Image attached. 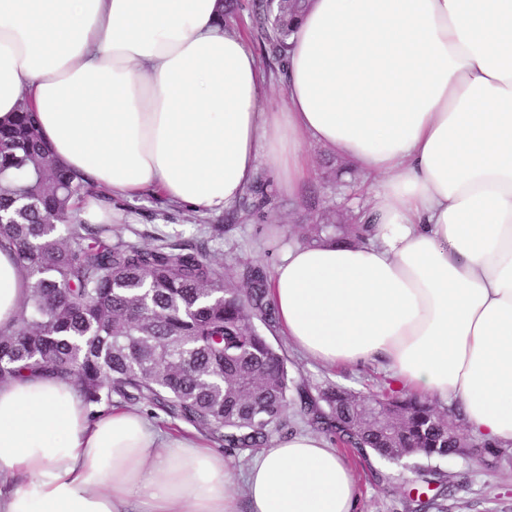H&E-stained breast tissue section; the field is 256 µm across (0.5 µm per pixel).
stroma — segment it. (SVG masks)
I'll list each match as a JSON object with an SVG mask.
<instances>
[{
	"instance_id": "stroma-1",
	"label": "stroma",
	"mask_w": 512,
	"mask_h": 512,
	"mask_svg": "<svg viewBox=\"0 0 512 512\" xmlns=\"http://www.w3.org/2000/svg\"><path fill=\"white\" fill-rule=\"evenodd\" d=\"M236 2L237 30L260 57L270 99L282 103V60L265 50V33L251 15L253 0ZM305 152L315 166V175L296 194L282 191L270 166L263 164L254 188L230 209L202 215L148 193L132 200L113 199L112 221L130 241L144 233H164L185 242L208 240L212 256L223 261L224 273L231 277L246 265L272 270L280 250L291 241L292 225L315 223L327 210L350 214L368 201L369 181L362 172L346 169L334 153L318 143L307 144ZM266 336L286 353L296 385L311 395L338 385L368 396L392 385L378 365L327 369L298 353L280 328L268 329ZM344 458L358 487V512H419L408 494L425 489L426 460L397 465L370 451L363 455L348 451ZM436 467L446 480L441 512H512V450L490 466L475 458L454 456L437 462Z\"/></svg>"
}]
</instances>
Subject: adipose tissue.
<instances>
[{"instance_id":"ef3b65f1","label":"adipose tissue","mask_w":512,"mask_h":512,"mask_svg":"<svg viewBox=\"0 0 512 512\" xmlns=\"http://www.w3.org/2000/svg\"><path fill=\"white\" fill-rule=\"evenodd\" d=\"M286 102L224 27V0H0V124L20 102L53 156L103 190L232 207L259 164L296 192L316 142L369 178L353 243L292 244L269 299L301 354L374 363L512 447V0H313L288 41ZM29 294L0 249V326ZM320 434L275 437L244 471L132 408L90 415L70 381L0 383V512H357Z\"/></svg>"}]
</instances>
